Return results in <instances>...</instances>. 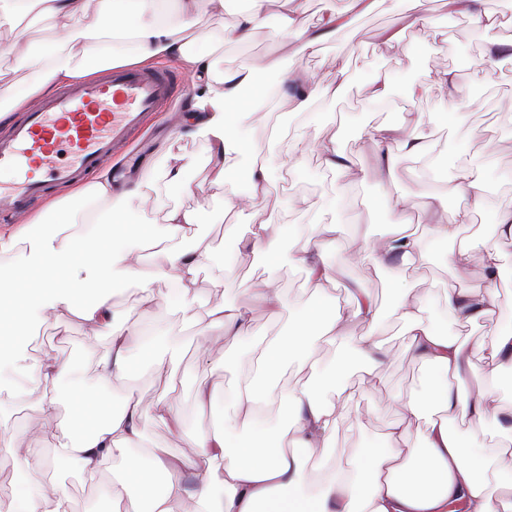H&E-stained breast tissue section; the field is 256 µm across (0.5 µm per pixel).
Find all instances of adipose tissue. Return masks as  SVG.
I'll return each instance as SVG.
<instances>
[{
    "mask_svg": "<svg viewBox=\"0 0 512 512\" xmlns=\"http://www.w3.org/2000/svg\"><path fill=\"white\" fill-rule=\"evenodd\" d=\"M280 2L277 35L294 37L301 53L310 56L317 55L337 29L351 23L347 15L332 10L312 27L301 19L300 0ZM204 3L220 8L224 0H169L162 8L157 0H0V28L15 34L8 54L36 69L35 80L14 85L0 96V121L28 110L58 86L94 78L106 66L159 60L187 63L196 93L181 116L180 128L185 135L205 141L214 185H223L232 175L227 155L248 149L253 157L247 195L250 242L271 259L288 257L303 268L308 287L324 289L332 281L327 251L346 238V227L321 224L314 238L293 230L289 235L294 251L284 255L278 250L283 229L263 220L259 209L268 185L264 144L236 118L245 107L244 90L257 84L261 70L215 69L206 43L186 38V30L197 25ZM93 4L98 7L97 20L87 27L82 18ZM30 16L59 19L63 26L34 47L25 38L24 21ZM346 80L342 67L329 81L291 67L282 70L272 89L275 98L300 113L315 99L340 97ZM427 124L425 113L414 112L403 126L381 124L366 129L376 149L379 179L386 187L394 185L401 156L431 162ZM488 180L485 164L462 160L447 192L426 195L431 224L398 220L380 241L361 243L353 250V258L376 267L395 264L404 269L430 253L446 269L478 263L481 284H449L445 306L463 325H479L497 316L498 284L512 246V210L497 216L496 244L457 239L473 210L484 202ZM148 189L143 180L130 187L114 185L112 171L106 168L93 185L73 187L63 201L47 204L29 219L22 232L27 236L25 248H18V235L0 231V320L23 333L34 316L46 319L72 310L81 292L96 289L95 301L81 315L94 329L112 335L110 350L98 362L105 389L126 373L127 352L140 339L134 329L112 325L111 288L136 277L144 262L120 224H136L142 236L160 231L176 238L190 233L198 222L196 211L174 207L165 211L161 230L137 225L135 206L151 203ZM451 195L461 200V208L449 210ZM63 209L72 222L85 224L86 232L65 235L57 230ZM159 255L154 274L177 284L179 308L186 319L206 317L233 335L259 336L247 309L219 299L206 311L198 310L193 288L200 273L217 261L209 246L166 247ZM24 279L32 285L36 302L32 310L6 296ZM397 293L395 316L406 329L410 359L427 366L431 379L425 389L402 400L380 445L359 449L344 460L322 462L310 473L301 472L300 457H314L326 448L347 408L349 393L336 388L339 366L360 357L371 379L383 378L386 351L373 336L381 324V309L372 295L355 288L344 303L326 299L289 310L278 281L268 279L255 299L269 318L289 314L292 332L288 355H281L278 347H267L259 374L272 373L285 357L298 370L313 371L324 381L319 391H282V400L292 408L289 426L264 415L261 394L248 385L231 397L233 418L196 438L193 455L172 461L154 451L143 429L149 418L172 420L163 400L146 404L131 396L120 410L98 417L82 389L80 363L55 360L27 370L30 390L37 393L40 409L50 413L56 400L42 393L41 385L46 381L65 385L81 425L64 433L52 464L111 488L114 512H303L308 506L313 512H448L449 502L455 500L466 502L467 512H512V407L504 405L505 389L499 381L501 372L512 370V330H496L491 345L473 346L441 330L414 289L401 286ZM354 322L367 325L369 335L351 338L348 327ZM325 337L345 343L332 365L313 359V348ZM478 367L486 371L482 383L467 389L456 385V377ZM426 405L433 408V415L423 414ZM458 418L468 421L472 433L492 434L493 450L481 445L463 450L449 429L450 421ZM416 421L423 425L417 448L410 444Z\"/></svg>",
    "mask_w": 512,
    "mask_h": 512,
    "instance_id": "1",
    "label": "adipose tissue"
}]
</instances>
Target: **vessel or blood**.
<instances>
[{
  "instance_id": "vessel-or-blood-1",
  "label": "vessel or blood",
  "mask_w": 512,
  "mask_h": 512,
  "mask_svg": "<svg viewBox=\"0 0 512 512\" xmlns=\"http://www.w3.org/2000/svg\"><path fill=\"white\" fill-rule=\"evenodd\" d=\"M186 90L172 70L113 68L38 102L0 136V198L20 214L49 188L89 176Z\"/></svg>"
}]
</instances>
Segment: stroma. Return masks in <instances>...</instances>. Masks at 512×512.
<instances>
[{"mask_svg": "<svg viewBox=\"0 0 512 512\" xmlns=\"http://www.w3.org/2000/svg\"><path fill=\"white\" fill-rule=\"evenodd\" d=\"M428 7L436 18L437 27L422 30L403 25V18L410 11L408 0H375L370 10L356 18L353 27L336 32L315 56L301 54L298 42L274 38L281 11L278 0H271L264 27L257 29L248 42L239 45L232 42L235 17L213 9L203 15L196 32L210 35L221 43V50L213 56L218 68H234L246 62L267 61L281 67L291 63L330 79L337 65L348 67L349 79L343 95L336 100H316L306 118L294 117L284 101L279 102L272 113L254 114V121L263 125V134L271 141L268 150L271 186L262 202L264 219L285 226L316 223L311 203L332 199L337 186L342 185L350 203L329 211L326 218L348 225L357 239L381 236L403 214L413 223H427L418 181L422 162L410 156L399 160L395 182L397 197L389 199L375 171V147L359 134L361 128L369 125L402 124L411 109L432 116L427 128L432 155L451 150L460 159L473 157L491 162L490 192L483 211L495 214L502 209H512V82L505 80L491 86L475 75L474 64L479 61L491 34L470 18L448 15L442 0H430ZM463 56L470 59V67L456 69V60ZM389 67L397 74L393 97L385 104L374 102L367 91L369 78L373 72ZM447 69L456 70L464 92L471 94L474 101L469 110L451 123L444 121L437 108L438 103L447 98L448 88L437 83L436 75ZM412 85L424 86L426 92L411 106L406 99L407 89ZM188 104V98H175L168 107V116L149 121L130 146L131 153L139 157L136 167H128L122 159L112 170L127 180L150 181L159 195L161 208L181 206L196 210L198 236L216 251L219 260L217 267L200 275L194 287L198 308L206 309L214 301V283L225 279L227 301L250 309L254 325L265 329L267 341H285L287 321H268L264 308L254 301L259 284L273 276L280 280L292 300L313 303L326 295L341 302L347 297L348 287L356 286L375 295L384 312V325L376 338L388 352L385 380L377 383L363 378L355 367L346 372L345 380L356 396L350 411L337 426L326 450L327 458H347L356 449L379 440L387 419L396 414L398 398L420 389L429 377L425 366L411 362L405 332L390 314L398 301L391 288L394 280H403L408 287L416 289L437 312L440 328L449 334L459 333L470 341L489 344L494 339V328L512 326V283L507 281L499 284L500 315L493 319L491 326L459 328L445 310L444 290L449 281L470 286L480 284L481 270L475 264L446 271L428 257L403 273L393 267L381 269L351 264L348 245L340 242L327 254L334 282L322 294L307 287L305 274L298 266L284 262L270 267L263 249L245 244L246 218L229 206L230 200L248 188L245 170H238L227 186L212 185L205 142L180 135L172 122V114L182 112ZM304 132L318 144L340 139L343 150L355 160V183L345 184L343 178L325 170L314 151L302 158V173L289 169L285 163L288 141ZM163 150L195 158V166L186 173L185 185L169 184L162 167L154 164V157ZM228 224L236 225V236H225L224 227ZM153 288L155 299L148 308L140 303L142 293L137 285L113 289L114 323L119 327L137 325L149 341L167 334L179 336L180 355L176 361L150 368L143 352L131 348L127 362L132 375L114 382L111 395L102 393L97 367L99 358L110 348V337L94 332L78 312L79 307L94 300V291L80 295L75 310L64 312L58 320L35 326L31 334L19 335L14 344L30 365L55 358H80L85 364L87 398L98 412H111L113 398L130 394L148 402L165 399L181 420L180 431L151 420L146 424L145 437L164 455H186L195 437L231 413L221 401L212 405L199 403V385L231 389L247 380L248 369L240 364L239 357L249 342L210 325L205 318L197 324H187L176 306L174 284L161 280L155 282ZM203 339L222 344V351L200 356L197 344ZM21 383V378L17 377L0 385V426L10 430L15 446L14 458L0 463V512H15L23 490L34 477L32 463L46 462L52 457L53 449L44 443V436L55 433L62 422L72 418L71 403L63 393L59 394L57 408L51 414L42 412L28 399L14 402L13 390Z\"/></svg>", "mask_w": 512, "mask_h": 512, "instance_id": "1", "label": "stroma"}]
</instances>
